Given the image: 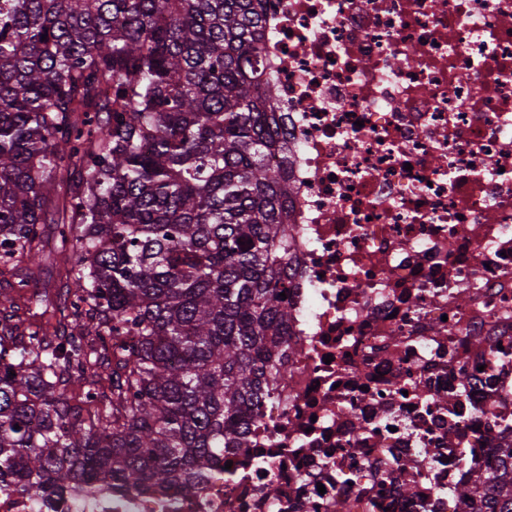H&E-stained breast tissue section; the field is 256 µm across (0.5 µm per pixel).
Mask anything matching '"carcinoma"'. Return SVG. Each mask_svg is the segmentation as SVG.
Listing matches in <instances>:
<instances>
[{"label": "carcinoma", "mask_w": 512, "mask_h": 512, "mask_svg": "<svg viewBox=\"0 0 512 512\" xmlns=\"http://www.w3.org/2000/svg\"><path fill=\"white\" fill-rule=\"evenodd\" d=\"M261 41L255 0H0V492L191 491L247 447L291 318ZM456 495L512 512V447Z\"/></svg>", "instance_id": "obj_1"}]
</instances>
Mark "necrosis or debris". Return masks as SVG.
I'll list each match as a JSON object with an SVG mask.
<instances>
[{"instance_id":"necrosis-or-debris-1","label":"necrosis or debris","mask_w":512,"mask_h":512,"mask_svg":"<svg viewBox=\"0 0 512 512\" xmlns=\"http://www.w3.org/2000/svg\"><path fill=\"white\" fill-rule=\"evenodd\" d=\"M259 11L294 230L287 369L247 449L192 494L0 512H478L455 490L512 423V0Z\"/></svg>"}]
</instances>
